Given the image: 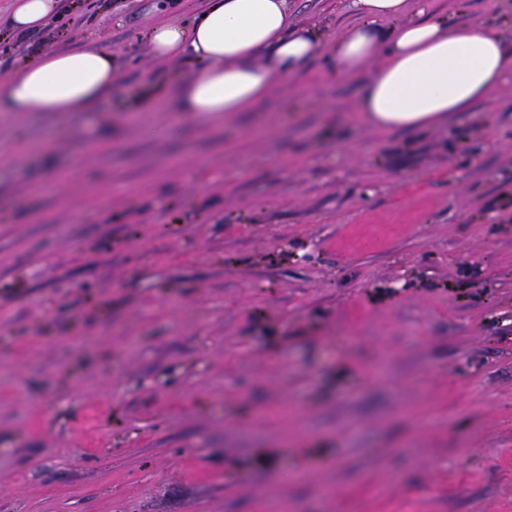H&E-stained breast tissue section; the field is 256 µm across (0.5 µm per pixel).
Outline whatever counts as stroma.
I'll return each instance as SVG.
<instances>
[{"instance_id": "1", "label": "stroma", "mask_w": 512, "mask_h": 512, "mask_svg": "<svg viewBox=\"0 0 512 512\" xmlns=\"http://www.w3.org/2000/svg\"><path fill=\"white\" fill-rule=\"evenodd\" d=\"M154 0L14 35L111 53L84 112H0V512H512V83L381 132L318 54L221 121ZM335 39L336 0H294ZM512 40V0H431Z\"/></svg>"}]
</instances>
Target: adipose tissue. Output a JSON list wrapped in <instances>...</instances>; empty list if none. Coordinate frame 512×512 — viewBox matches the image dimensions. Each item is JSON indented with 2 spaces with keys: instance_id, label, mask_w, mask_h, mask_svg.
Segmentation results:
<instances>
[{
  "instance_id": "ef3b65f1",
  "label": "adipose tissue",
  "mask_w": 512,
  "mask_h": 512,
  "mask_svg": "<svg viewBox=\"0 0 512 512\" xmlns=\"http://www.w3.org/2000/svg\"><path fill=\"white\" fill-rule=\"evenodd\" d=\"M355 17L332 55L345 75L366 73L359 110L376 129L426 128L463 112L512 82V43L496 33L450 24L430 0H338ZM59 0H10L12 30H41ZM148 33L160 62L187 60L179 112L221 116L250 111L277 80L298 77L320 50L313 29L297 24L290 0H207L190 20L169 16ZM110 54L93 48L41 50L0 81V112H83L111 92Z\"/></svg>"
}]
</instances>
